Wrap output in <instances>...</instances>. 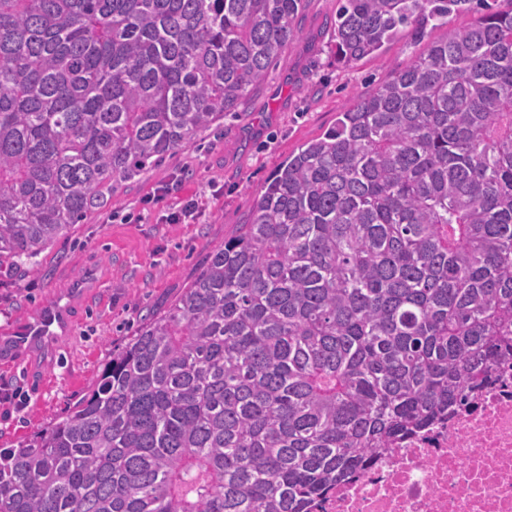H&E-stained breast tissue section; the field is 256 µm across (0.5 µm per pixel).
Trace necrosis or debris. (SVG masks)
<instances>
[{
	"label": "necrosis or debris",
	"mask_w": 512,
	"mask_h": 512,
	"mask_svg": "<svg viewBox=\"0 0 512 512\" xmlns=\"http://www.w3.org/2000/svg\"><path fill=\"white\" fill-rule=\"evenodd\" d=\"M494 377L448 420L367 455L314 512H512V361Z\"/></svg>",
	"instance_id": "necrosis-or-debris-1"
}]
</instances>
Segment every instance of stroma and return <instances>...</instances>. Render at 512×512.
<instances>
[{
    "label": "stroma",
    "mask_w": 512,
    "mask_h": 512,
    "mask_svg": "<svg viewBox=\"0 0 512 512\" xmlns=\"http://www.w3.org/2000/svg\"><path fill=\"white\" fill-rule=\"evenodd\" d=\"M336 0H309L298 34L263 81L158 167L123 186L88 223L76 225L35 266L0 272V331L18 328L57 295L76 300L71 335L0 361V450L66 411L143 322L166 312L215 246L248 218L267 177L300 144L332 127L342 108L406 65L426 43L463 30L458 14L424 35L406 31L379 54L348 67L330 55ZM195 216L168 217L186 203Z\"/></svg>",
    "instance_id": "stroma-1"
}]
</instances>
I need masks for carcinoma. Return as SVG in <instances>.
I'll list each match as a JSON object with an SVG mask.
<instances>
[{"mask_svg":"<svg viewBox=\"0 0 512 512\" xmlns=\"http://www.w3.org/2000/svg\"><path fill=\"white\" fill-rule=\"evenodd\" d=\"M309 0H0V268L224 120ZM472 11L338 113L64 416L0 512H311L512 358V9L337 0L336 64Z\"/></svg>","mask_w":512,"mask_h":512,"instance_id":"1","label":"carcinoma"}]
</instances>
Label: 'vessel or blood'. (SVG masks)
<instances>
[{
  "label": "vessel or blood",
  "mask_w": 512,
  "mask_h": 512,
  "mask_svg": "<svg viewBox=\"0 0 512 512\" xmlns=\"http://www.w3.org/2000/svg\"><path fill=\"white\" fill-rule=\"evenodd\" d=\"M72 330V315L69 306L53 301L46 304L34 320L9 336L0 338V350H37L46 341L69 335Z\"/></svg>",
  "instance_id": "vessel-or-blood-1"
}]
</instances>
